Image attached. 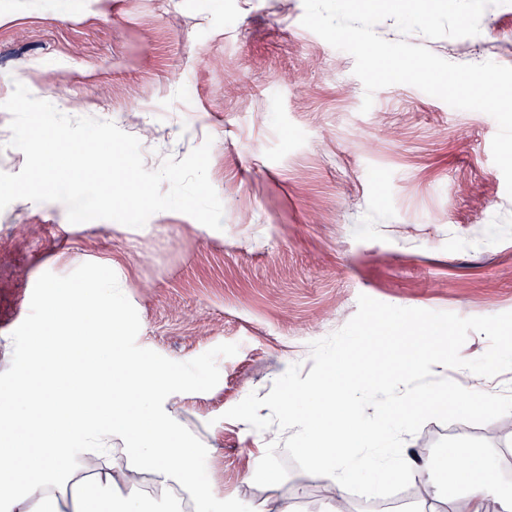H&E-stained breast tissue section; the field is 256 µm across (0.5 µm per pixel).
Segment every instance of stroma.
Instances as JSON below:
<instances>
[{
  "mask_svg": "<svg viewBox=\"0 0 512 512\" xmlns=\"http://www.w3.org/2000/svg\"><path fill=\"white\" fill-rule=\"evenodd\" d=\"M303 0H0V171L19 172L3 104L15 82L71 117L136 136L147 169L210 143L223 206L212 230L162 211L142 228L70 223L59 202L0 210V377L48 282L111 269L134 350L196 379L180 419L214 446L206 483L238 512L295 497L321 512L302 449L274 481L248 478L253 438L224 413L265 397L286 363L310 371L309 344L341 329L365 294L462 317L512 311V197L494 164L496 121L406 84L362 111L354 59L303 27ZM410 43L454 63L512 66V0L487 7L480 34ZM512 403L420 413L405 445L438 462L451 448L490 460L512 497ZM362 480L344 512H454L459 487Z\"/></svg>",
  "mask_w": 512,
  "mask_h": 512,
  "instance_id": "35a3bbf8",
  "label": "stroma"
}]
</instances>
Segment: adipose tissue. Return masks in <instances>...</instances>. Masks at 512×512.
<instances>
[{
    "instance_id": "1",
    "label": "adipose tissue",
    "mask_w": 512,
    "mask_h": 512,
    "mask_svg": "<svg viewBox=\"0 0 512 512\" xmlns=\"http://www.w3.org/2000/svg\"><path fill=\"white\" fill-rule=\"evenodd\" d=\"M111 280V273H100L42 291L23 338V359L4 381L15 397L0 404V459L10 461L0 468V512H183L187 503L193 512H237L233 501L201 481L210 449L186 434L177 417L193 376L129 351ZM79 347L86 359L77 367ZM499 362L498 349L490 348L480 363L457 362L466 387L407 386L383 405L368 385H347L337 370L375 378L387 373L386 362L346 351L334 370L293 391L291 399L238 415L259 448L249 478L268 480L275 450L291 442L305 449L311 478L327 492L325 512H337L361 479L394 481L414 473L428 481L437 468L463 488L467 512H487L498 486L483 480L489 464L481 452L452 448L435 466L399 447L397 438L415 420L419 402L441 407L463 396L500 407L489 385ZM116 455L126 477L112 471Z\"/></svg>"
}]
</instances>
